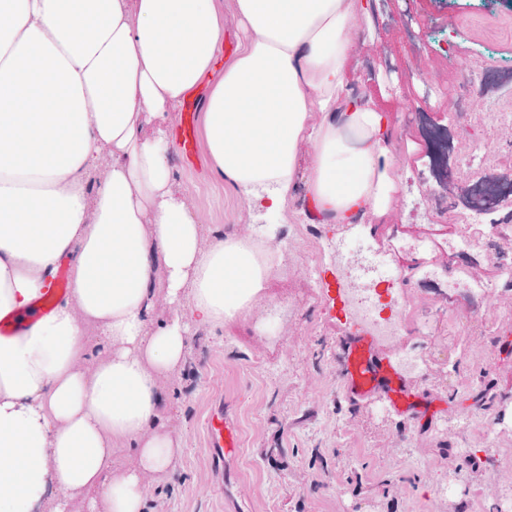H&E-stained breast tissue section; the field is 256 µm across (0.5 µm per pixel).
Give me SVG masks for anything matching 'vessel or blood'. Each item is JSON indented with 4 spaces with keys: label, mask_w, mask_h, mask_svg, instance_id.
I'll return each mask as SVG.
<instances>
[{
    "label": "vessel or blood",
    "mask_w": 512,
    "mask_h": 512,
    "mask_svg": "<svg viewBox=\"0 0 512 512\" xmlns=\"http://www.w3.org/2000/svg\"><path fill=\"white\" fill-rule=\"evenodd\" d=\"M196 114L187 112L186 119L175 134L176 146L186 162H193L196 143ZM341 379L350 402L359 404L372 400L384 402L389 411L410 418L414 406L411 392L391 360L379 356L375 344L366 333H353L342 347ZM209 446L219 462L232 461L237 453L238 435L228 411H215L209 425Z\"/></svg>",
    "instance_id": "vessel-or-blood-1"
}]
</instances>
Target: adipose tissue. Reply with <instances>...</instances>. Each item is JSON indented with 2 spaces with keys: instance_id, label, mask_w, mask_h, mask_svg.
Instances as JSON below:
<instances>
[{
  "instance_id": "1",
  "label": "adipose tissue",
  "mask_w": 512,
  "mask_h": 512,
  "mask_svg": "<svg viewBox=\"0 0 512 512\" xmlns=\"http://www.w3.org/2000/svg\"><path fill=\"white\" fill-rule=\"evenodd\" d=\"M0 0V319L28 312L59 263L69 292L0 336V512H143L174 471L160 381L193 334L245 320L284 264L280 241L208 238L171 166L179 109L210 79L201 128L243 213L381 217L399 189L390 118L346 88L368 0ZM169 311L152 323L156 299ZM107 343L88 357V331ZM132 446L131 468L112 458ZM224 1V44L216 54L215 64L219 65V68L224 67V63L228 62L237 52L240 44L242 34L237 26L234 17V1Z\"/></svg>"
}]
</instances>
